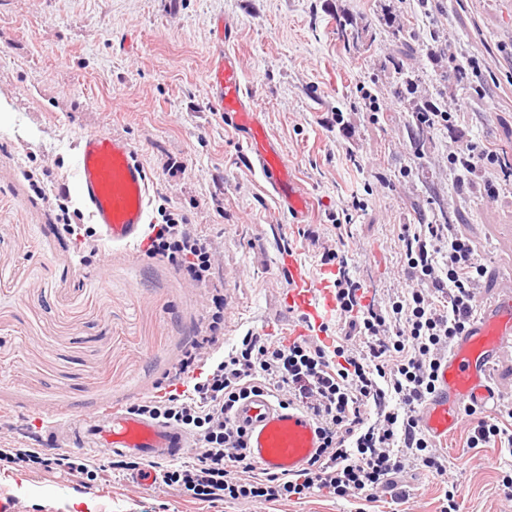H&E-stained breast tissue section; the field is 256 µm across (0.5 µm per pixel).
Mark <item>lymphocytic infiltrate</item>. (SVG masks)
<instances>
[{
	"instance_id": "obj_1",
	"label": "lymphocytic infiltrate",
	"mask_w": 512,
	"mask_h": 512,
	"mask_svg": "<svg viewBox=\"0 0 512 512\" xmlns=\"http://www.w3.org/2000/svg\"><path fill=\"white\" fill-rule=\"evenodd\" d=\"M450 161L458 183L480 182L495 199L512 179V155L472 142ZM150 255L177 264L192 281L208 283L215 248L187 219L168 216L148 233ZM398 240L414 288L387 305L368 300L349 272L340 245L324 246L321 261L336 268V307L354 339L310 336L292 343L253 333L225 346L224 299L205 334L194 337L175 368L177 379L197 372L191 388L169 390L135 405L137 414L183 429L193 459L153 464L154 483L192 498L221 496L257 506L325 492L347 501L395 488L408 460L428 471L445 467L418 411L432 393L437 369L473 319L486 269L468 240L449 224H404ZM267 392L308 412L320 446L301 473L257 474L233 413L241 400Z\"/></svg>"
}]
</instances>
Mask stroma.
Here are the masks:
<instances>
[{"instance_id": "obj_1", "label": "stroma", "mask_w": 512, "mask_h": 512, "mask_svg": "<svg viewBox=\"0 0 512 512\" xmlns=\"http://www.w3.org/2000/svg\"><path fill=\"white\" fill-rule=\"evenodd\" d=\"M233 28L261 118L310 199L288 213L247 150L246 136L210 102L205 73L211 21ZM370 36L344 44L340 23ZM437 35L459 56L485 61L483 94L457 82L419 43ZM404 62L395 70L392 62ZM417 94H409L407 78ZM376 95L379 110L363 106ZM464 115L461 126L417 133L414 98ZM91 131L129 138L153 180L149 219L181 213L219 253L213 288L191 284L167 260L104 246L89 217L69 232L55 198L79 209L76 140ZM512 146V0H0V448L44 451L50 423L109 405L149 400L221 290L224 343L280 335L297 324L281 296V256L295 252L320 278L322 242L344 240L351 273L369 295L411 287L401 225L447 212L490 279L482 302L512 281V186L487 201L457 187L448 154L467 142ZM49 170L42 194L29 173ZM363 202L347 223L336 215ZM319 242H312V235ZM43 427H36L35 419ZM469 426L438 441L446 471L407 466L405 497L346 501L321 494L255 512H507L512 455L500 441L469 447ZM91 475L35 461L0 460V492L19 512H241L236 503L181 496L132 482L112 457ZM95 496H88L86 487Z\"/></svg>"}]
</instances>
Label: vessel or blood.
Wrapping results in <instances>:
<instances>
[{
  "label": "vessel or blood",
  "instance_id": "obj_1",
  "mask_svg": "<svg viewBox=\"0 0 512 512\" xmlns=\"http://www.w3.org/2000/svg\"><path fill=\"white\" fill-rule=\"evenodd\" d=\"M216 32L205 74L214 106L231 125L246 133L247 146L280 204L295 213H305L307 197L262 123L242 65L224 49L232 31L221 23ZM75 150L80 201L100 240L112 247L142 249L153 182L137 159L132 142L121 135L93 132L79 138ZM282 262L292 286L282 294L281 302L301 314L287 338L293 341L316 335L324 319L335 312L336 297L327 279L309 278L295 253L284 255ZM511 348L509 283L496 300L482 306L441 362L435 388L418 415L422 430L436 440L447 438L459 429L465 409L497 402L499 389L492 371L497 357ZM234 421L246 433L252 459L273 474L292 475L307 467L319 446L318 429L311 416L267 393L243 400ZM57 441L78 453L121 454L145 462L174 460L188 450V438L182 430L122 407L69 417Z\"/></svg>",
  "mask_w": 512,
  "mask_h": 512
}]
</instances>
